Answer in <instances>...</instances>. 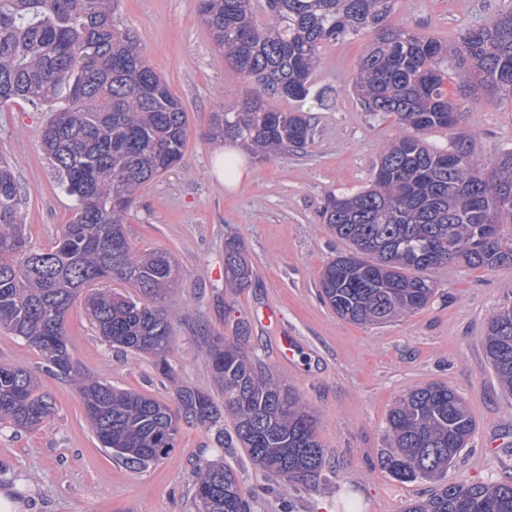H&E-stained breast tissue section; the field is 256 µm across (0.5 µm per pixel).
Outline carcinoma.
I'll use <instances>...</instances> for the list:
<instances>
[{
  "label": "carcinoma",
  "instance_id": "carcinoma-1",
  "mask_svg": "<svg viewBox=\"0 0 512 512\" xmlns=\"http://www.w3.org/2000/svg\"><path fill=\"white\" fill-rule=\"evenodd\" d=\"M120 0H0V105L16 100L50 113L39 147L63 191L75 201L69 223L48 250L25 233L27 193L0 155V330L23 339L45 370L72 383L87 419L112 458L147 466L175 448L184 423L224 440L225 421L251 462L272 481L316 487L327 450L317 420L300 395L256 363L245 342L250 326L230 337L198 333L224 403L186 386L176 408L115 388L74 368L65 320L82 301L111 346L153 358L171 378L173 316L163 305L178 265L161 250L139 251L125 224L139 192L181 162L187 113L147 61L135 34L114 23ZM256 24L252 0H197V13L225 60L253 83L257 97L212 113L216 139L240 141L261 160L303 150L311 117L267 99L309 96L321 47L373 34L352 79L370 112L393 115L403 134L374 164L369 187L331 194L321 216L348 251L328 262L320 297L359 325L412 314L436 295L432 273L449 264L512 270V148L483 162L462 112L448 96L512 93V9L469 28L450 49L392 21V0H267ZM451 132L446 150L427 132ZM253 267L235 234L224 237V282L244 288ZM136 289L132 297L100 288L104 280ZM484 350L503 390L512 393V298L489 318ZM54 404L29 369L0 364V425L37 429ZM475 431L472 412L445 384L410 389L390 410L383 467L397 481L436 483L404 512H512V481L444 482ZM197 512H254L235 470L223 462L198 467Z\"/></svg>",
  "mask_w": 512,
  "mask_h": 512
}]
</instances>
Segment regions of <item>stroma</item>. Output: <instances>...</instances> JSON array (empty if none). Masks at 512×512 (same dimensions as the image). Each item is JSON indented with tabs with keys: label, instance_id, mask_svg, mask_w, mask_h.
Masks as SVG:
<instances>
[{
	"label": "stroma",
	"instance_id": "obj_1",
	"mask_svg": "<svg viewBox=\"0 0 512 512\" xmlns=\"http://www.w3.org/2000/svg\"><path fill=\"white\" fill-rule=\"evenodd\" d=\"M509 8L512 0H395L393 19L453 46L465 29ZM116 20L136 32L188 116L183 161L141 190L125 226L137 249L167 251L180 267L165 302L176 316L175 377H160L148 355L104 342L79 305L66 316L75 367L170 405L178 385L212 394V373L192 331L228 336L235 320L247 319L249 351L314 412L329 466L312 490L274 483L241 448H220L207 429L185 424L167 457L129 468L99 444L77 389L43 374L54 415L34 431L0 426V493L18 503V512H194L197 468L221 461L237 471L244 494H258L257 512H343L348 498L358 512H403L409 501L426 497L430 485L396 481L382 468L386 418L401 395L432 382L456 390L476 420L447 481L512 480V396L502 392L484 352L487 322L512 290V271L442 267L430 305L374 326L340 319L318 295L324 266L346 249L322 222L326 197L369 185L377 156L401 132L393 116L366 111L353 92L369 35L322 47L305 100H273L278 110L311 116L314 136L306 151L262 161L246 155L243 178L228 188L213 173L219 144L209 136L210 116L242 101L253 84L215 48L195 0H121ZM461 110L485 160L512 148V96L466 100ZM46 119L21 100L0 109V153L28 193L26 229L38 248L51 246L73 207L37 143ZM230 232L242 240L254 269L251 284L231 295L224 288ZM221 294L232 307L223 316L215 309ZM266 308L276 312L278 327L261 324ZM282 329L298 342L289 360L279 354Z\"/></svg>",
	"mask_w": 512,
	"mask_h": 512
}]
</instances>
